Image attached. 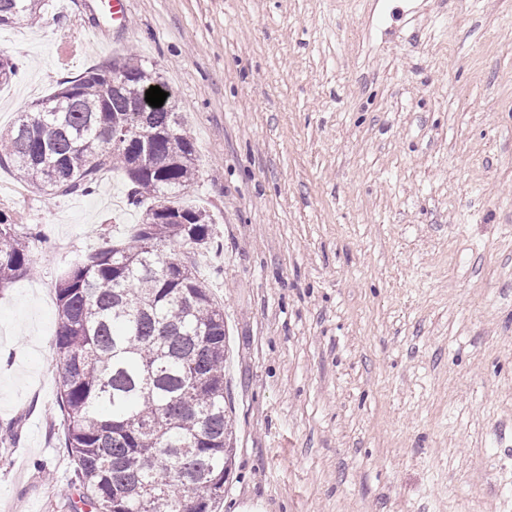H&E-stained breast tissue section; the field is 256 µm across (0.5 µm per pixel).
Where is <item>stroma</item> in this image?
Returning a JSON list of instances; mask_svg holds the SVG:
<instances>
[{"mask_svg":"<svg viewBox=\"0 0 512 512\" xmlns=\"http://www.w3.org/2000/svg\"><path fill=\"white\" fill-rule=\"evenodd\" d=\"M87 2L0 26V132L129 50L173 90L218 242L220 512H512V0H131L96 46ZM0 210L48 234L0 292V512H81L55 288L140 211L117 173L57 196L4 168Z\"/></svg>","mask_w":512,"mask_h":512,"instance_id":"35a3bbf8","label":"stroma"}]
</instances>
